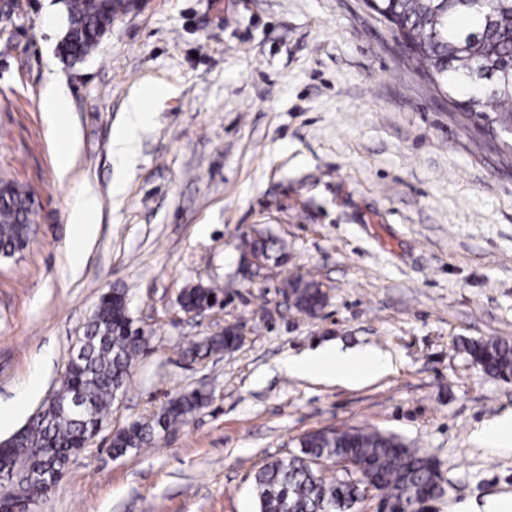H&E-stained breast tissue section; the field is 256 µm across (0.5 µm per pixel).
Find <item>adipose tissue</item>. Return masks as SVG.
I'll return each instance as SVG.
<instances>
[{"label":"adipose tissue","mask_w":512,"mask_h":512,"mask_svg":"<svg viewBox=\"0 0 512 512\" xmlns=\"http://www.w3.org/2000/svg\"><path fill=\"white\" fill-rule=\"evenodd\" d=\"M145 100V94L139 93L132 96L126 106V121L112 139V152L119 161L130 158L135 132L149 119ZM391 367L390 358L379 351L343 350L330 346L291 356L286 363L290 375L317 377L339 384L364 382L389 371Z\"/></svg>","instance_id":"adipose-tissue-1"}]
</instances>
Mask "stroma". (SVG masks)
I'll return each instance as SVG.
<instances>
[{"mask_svg":"<svg viewBox=\"0 0 512 512\" xmlns=\"http://www.w3.org/2000/svg\"><path fill=\"white\" fill-rule=\"evenodd\" d=\"M60 0L0 16V179L26 187L38 226L0 257V424L8 439L60 385L102 293L124 292L151 350L100 433L37 512H255L253 476L301 435L366 426L433 458L444 493L427 512L512 498V451L483 447L512 413V382L485 376L465 339L512 340V162L464 128L364 0H141L82 61L63 63ZM67 88L74 138L41 108ZM150 91L129 164L112 136ZM97 199L98 233L72 269L69 213ZM283 241L249 272L243 236ZM327 293L320 317L285 305L283 279ZM220 289L191 318L184 289ZM227 325L243 339L184 351ZM377 349L389 372L356 387L291 376L325 345ZM202 388L210 401L155 447L113 457V433Z\"/></svg>","mask_w":512,"mask_h":512,"instance_id":"1","label":"stroma"}]
</instances>
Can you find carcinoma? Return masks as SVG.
Listing matches in <instances>:
<instances>
[{"label": "carcinoma", "mask_w": 512, "mask_h": 512, "mask_svg": "<svg viewBox=\"0 0 512 512\" xmlns=\"http://www.w3.org/2000/svg\"><path fill=\"white\" fill-rule=\"evenodd\" d=\"M131 0H62L67 27L62 56H87L101 35ZM367 5L402 38L418 67L448 93L463 119L497 139L501 153L512 158V0H367ZM26 193L0 196V254L23 249L33 233ZM249 252H271L273 237L242 238ZM284 291L299 312L318 317L324 307L321 284L302 275L284 282ZM219 289L194 286L184 290L180 307L203 310L218 301ZM241 336L226 328L187 348L206 356L239 343ZM149 338L134 326L125 295L107 292L84 327L71 353L56 394L65 400L77 393L89 412H65L52 400L40 420L19 431L15 445L0 447V474L16 469L32 473L43 464L64 471L102 428L112 403L127 389L131 368L146 353ZM464 350L487 376L512 379V342L495 338L470 340ZM209 394L194 390L167 402L152 418L135 420L111 440L112 455L155 444L157 436L182 424L203 407ZM299 451L259 468L253 477L257 512H350L359 484L369 482L392 512H418L428 497L444 492L434 459L411 448L393 434L365 427L318 429L299 438ZM349 458L360 469L342 479H327L314 460Z\"/></svg>", "instance_id": "obj_1"}]
</instances>
